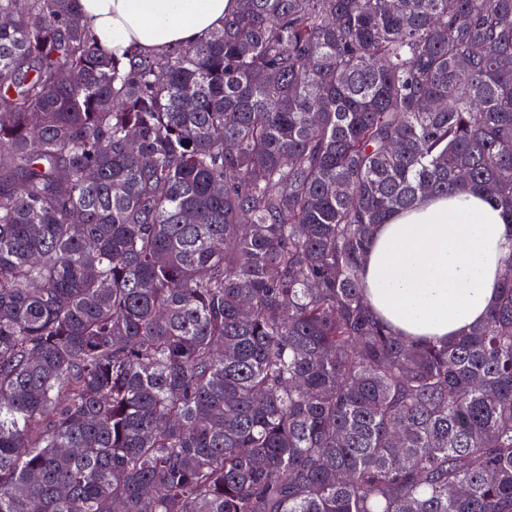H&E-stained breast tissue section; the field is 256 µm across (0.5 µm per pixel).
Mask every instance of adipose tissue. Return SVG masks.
Instances as JSON below:
<instances>
[{
  "label": "adipose tissue",
  "mask_w": 512,
  "mask_h": 512,
  "mask_svg": "<svg viewBox=\"0 0 512 512\" xmlns=\"http://www.w3.org/2000/svg\"><path fill=\"white\" fill-rule=\"evenodd\" d=\"M236 0H79L84 25L116 56L160 54L208 38ZM512 219L472 190L427 198L378 225L363 270L368 302L410 339L468 334L495 300Z\"/></svg>",
  "instance_id": "1"
}]
</instances>
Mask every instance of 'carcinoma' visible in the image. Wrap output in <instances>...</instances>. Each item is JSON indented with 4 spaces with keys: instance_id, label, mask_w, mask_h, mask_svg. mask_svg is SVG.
<instances>
[{
    "instance_id": "carcinoma-1",
    "label": "carcinoma",
    "mask_w": 512,
    "mask_h": 512,
    "mask_svg": "<svg viewBox=\"0 0 512 512\" xmlns=\"http://www.w3.org/2000/svg\"><path fill=\"white\" fill-rule=\"evenodd\" d=\"M0 0V512H512V254L466 336L372 314L375 227L512 218V0H237L124 61Z\"/></svg>"
}]
</instances>
